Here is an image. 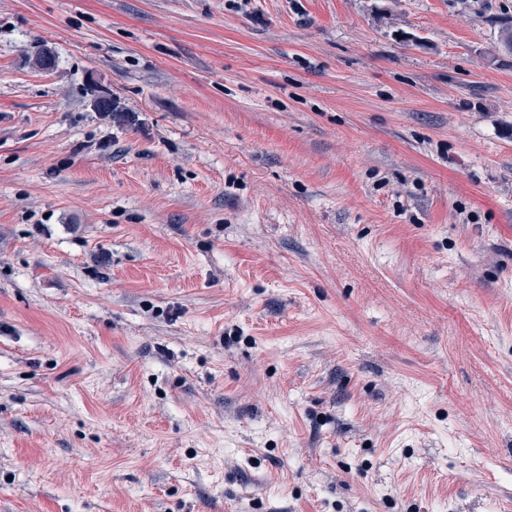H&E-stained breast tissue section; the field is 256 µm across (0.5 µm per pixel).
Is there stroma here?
<instances>
[{"mask_svg":"<svg viewBox=\"0 0 512 512\" xmlns=\"http://www.w3.org/2000/svg\"><path fill=\"white\" fill-rule=\"evenodd\" d=\"M510 26L0 0V512H512Z\"/></svg>","mask_w":512,"mask_h":512,"instance_id":"stroma-1","label":"stroma"}]
</instances>
